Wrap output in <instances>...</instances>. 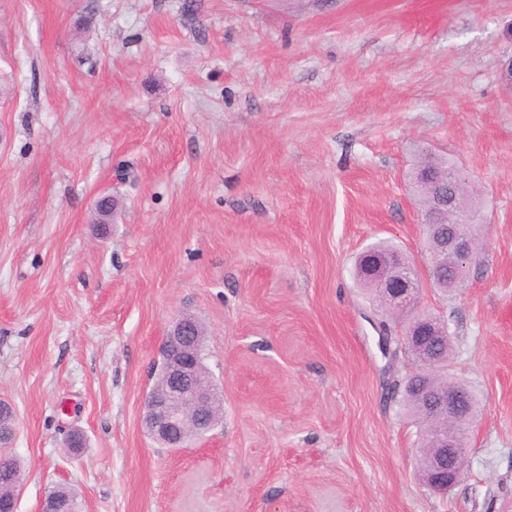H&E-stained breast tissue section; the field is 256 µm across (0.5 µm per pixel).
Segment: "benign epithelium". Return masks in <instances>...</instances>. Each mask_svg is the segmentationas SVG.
Returning <instances> with one entry per match:
<instances>
[{
	"mask_svg": "<svg viewBox=\"0 0 512 512\" xmlns=\"http://www.w3.org/2000/svg\"><path fill=\"white\" fill-rule=\"evenodd\" d=\"M436 248L430 254V270L436 279L459 264L472 263L478 250L470 242L435 233ZM364 274L372 279L387 301L388 311L406 320L403 339L423 359L430 362L438 345L449 337L447 324L423 316L420 305L422 282L418 271L404 263L398 253L365 254ZM201 331L190 315L179 318L163 343L166 375L162 384L147 393L143 421L148 435L168 448H184L189 439L205 437L218 424L213 411L214 387L199 370ZM436 415L448 420L436 435L437 447L430 449L431 481L427 487L447 494L465 476L467 432L473 416L466 409V390L450 388L428 395ZM23 480L14 482L8 497L0 500V512H17Z\"/></svg>",
	"mask_w": 512,
	"mask_h": 512,
	"instance_id": "benign-epithelium-1",
	"label": "benign epithelium"
}]
</instances>
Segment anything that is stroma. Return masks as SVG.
Masks as SVG:
<instances>
[{"label": "stroma", "instance_id": "stroma-1", "mask_svg": "<svg viewBox=\"0 0 512 512\" xmlns=\"http://www.w3.org/2000/svg\"><path fill=\"white\" fill-rule=\"evenodd\" d=\"M512 0H0V400L17 512H512ZM448 156L484 204L465 283L424 287L474 387L465 479L419 473L418 370L353 278L425 269L405 175ZM119 201L108 224L97 198ZM224 414L142 426L177 318Z\"/></svg>", "mask_w": 512, "mask_h": 512}]
</instances>
